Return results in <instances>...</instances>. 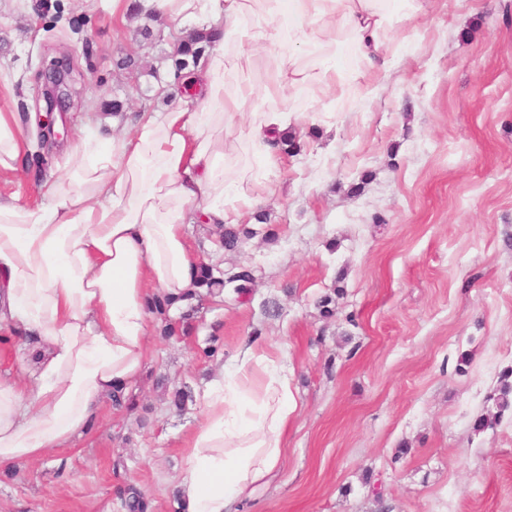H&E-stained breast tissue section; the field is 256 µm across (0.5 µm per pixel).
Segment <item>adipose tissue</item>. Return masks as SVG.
Listing matches in <instances>:
<instances>
[{"label": "adipose tissue", "mask_w": 512, "mask_h": 512, "mask_svg": "<svg viewBox=\"0 0 512 512\" xmlns=\"http://www.w3.org/2000/svg\"><path fill=\"white\" fill-rule=\"evenodd\" d=\"M141 2L214 33L208 61L194 74L201 94L166 112L141 113L119 145L76 153L74 180L44 183L47 205L0 201V330L35 337L40 351L28 381L0 379V463L66 447L98 423L103 399L145 367L150 297L194 287L199 261L185 225L231 224L259 202L243 183H226L225 115L257 108L251 136L266 160L298 122L280 99L305 84L320 92L342 82L334 58L309 69L292 61L270 74L276 104L263 108L251 84L225 94L228 46L266 49L285 39L302 46L308 24L330 40L341 25L373 79L389 70L380 0ZM259 348L254 341L232 356L204 395L203 421L174 485L183 512H238L282 464L288 366L270 359L255 377Z\"/></svg>", "instance_id": "1"}]
</instances>
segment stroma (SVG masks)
<instances>
[{
    "label": "stroma",
    "mask_w": 512,
    "mask_h": 512,
    "mask_svg": "<svg viewBox=\"0 0 512 512\" xmlns=\"http://www.w3.org/2000/svg\"><path fill=\"white\" fill-rule=\"evenodd\" d=\"M421 3L385 30L391 66L379 86L342 36L345 83L287 98L302 117L298 155L260 162L251 115L227 123V180L264 187L271 221L244 218L254 234L233 251L215 225L184 233L201 261L249 271L250 288L196 302L186 336H149L136 409L103 400L98 426L67 447L0 466V512H123L127 485L154 512H174L199 397L256 336L287 360L294 412L281 466L240 512H512V412L474 430L496 413L512 369V0ZM173 32L166 17L102 0H0V113L26 142L16 171L0 176V200L38 204L39 185L67 180L88 138L169 110ZM230 53L245 60L233 80L260 91L276 63L315 51L285 41ZM64 55L79 94L67 137L49 141L42 71ZM125 57L134 66L118 68ZM177 388L190 394L180 411L169 405ZM512 375V370L504 373L503 383L499 389L498 396L496 398V404L499 408V413L494 417V420L487 417H480L474 423V429L476 432H482L489 428H494L497 425L504 412L512 410V383L508 381V378Z\"/></svg>",
    "instance_id": "stroma-1"
}]
</instances>
